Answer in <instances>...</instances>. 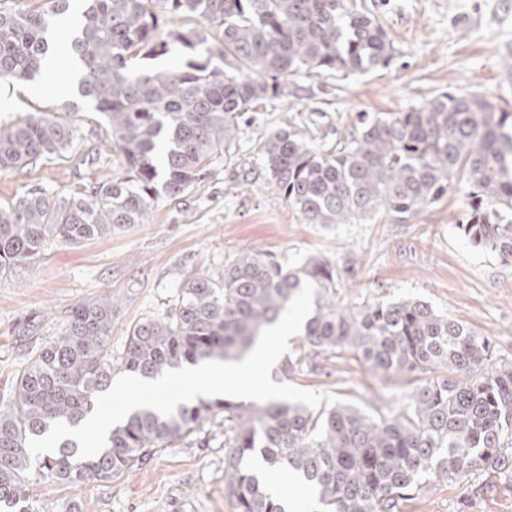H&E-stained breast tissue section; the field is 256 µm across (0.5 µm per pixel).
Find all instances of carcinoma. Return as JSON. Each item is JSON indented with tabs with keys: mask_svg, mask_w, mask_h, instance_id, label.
Returning <instances> with one entry per match:
<instances>
[{
	"mask_svg": "<svg viewBox=\"0 0 512 512\" xmlns=\"http://www.w3.org/2000/svg\"><path fill=\"white\" fill-rule=\"evenodd\" d=\"M48 9L0 10V84L35 79L58 53ZM68 47L77 93L102 115L122 174L82 196L29 188L0 203V273L36 259L45 243L69 244L142 224L161 197L203 181L229 150L239 120L259 100L285 91L299 71L366 74L389 63L393 42L374 17L348 0H81ZM195 18V26L176 18ZM186 58L176 70L143 65ZM336 153L316 151L295 131L263 144L265 167L288 205L310 224H355L377 214L412 220L448 193L459 173L473 188L458 229L476 247L512 257V112L489 98L443 94L409 112L357 115ZM67 121L31 114L0 123V172L20 171L73 148ZM309 281L316 309L294 372L347 348L375 376L412 386L392 419L338 404L314 412L300 403L244 406L224 399L181 405L165 417L142 408L113 427L96 456L69 439L43 457L28 441L56 421L75 427L94 409L112 373L153 378L182 363L239 360ZM337 273L311 258L296 268L270 253H246L217 277L186 280L164 318L148 317L112 355L109 296L78 302L60 333L32 350L0 405V512H34L32 468L57 481L109 483L144 463L165 441L185 438L224 415V489L236 512H284L253 471L256 458L287 469L332 512H398L421 479H463L479 466L507 477L512 369L491 364L492 347L462 322L417 299L336 307Z\"/></svg>",
	"mask_w": 512,
	"mask_h": 512,
	"instance_id": "obj_1",
	"label": "carcinoma"
}]
</instances>
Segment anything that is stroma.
Instances as JSON below:
<instances>
[{
	"label": "stroma",
	"instance_id": "35a3bbf8",
	"mask_svg": "<svg viewBox=\"0 0 512 512\" xmlns=\"http://www.w3.org/2000/svg\"><path fill=\"white\" fill-rule=\"evenodd\" d=\"M388 32L395 51L369 73H299L283 96L261 101L240 122L229 153L176 199H160L147 220L73 246L50 242L37 262L0 274V397L31 349L57 335L80 301L111 296L118 304L111 348L129 326L163 317L185 278L215 275L236 256L271 252L288 265L318 257L339 268L337 307L416 298L461 321L494 345L497 365L512 367V258L473 246L459 231L470 184L406 224L383 218L359 224H310L270 179L262 144L280 129L304 134L313 148L349 141L360 112H407L449 93H478L512 111V0H350ZM71 57L56 56L34 82L0 86V120L31 113L72 123L75 147L18 172H0V202L30 187L72 194L119 176L121 155L106 145L105 122L77 95L50 86L74 77ZM274 382L344 398L372 417L390 416L400 381L374 377L354 351L320 357L317 367ZM224 421L159 446L143 465L110 483L70 485L30 475L36 512H236L224 491ZM401 512H512V481L478 467L461 480H428Z\"/></svg>",
	"mask_w": 512,
	"mask_h": 512
}]
</instances>
